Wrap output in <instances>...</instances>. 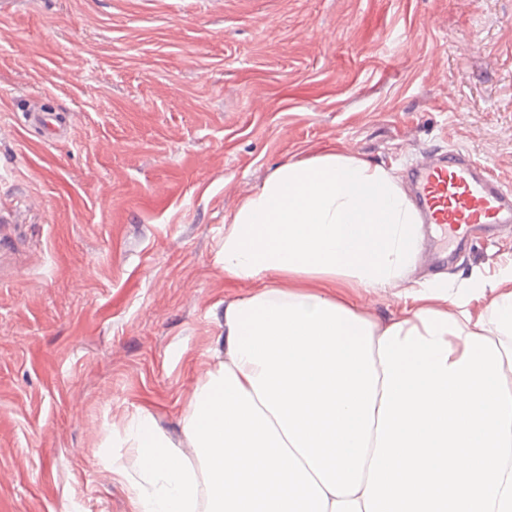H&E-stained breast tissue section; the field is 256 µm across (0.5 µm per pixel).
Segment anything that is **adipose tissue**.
Segmentation results:
<instances>
[{
  "label": "adipose tissue",
  "instance_id": "obj_1",
  "mask_svg": "<svg viewBox=\"0 0 512 512\" xmlns=\"http://www.w3.org/2000/svg\"><path fill=\"white\" fill-rule=\"evenodd\" d=\"M419 213L396 178L365 159L328 153L276 168L224 228L219 268L240 281L272 275L395 291L390 320L316 292L275 286L224 303L214 362L185 404L181 439L140 412L119 443L132 512H366L364 492L383 396L381 337L452 315L450 361L465 334L494 341L512 389V265L454 285L412 278Z\"/></svg>",
  "mask_w": 512,
  "mask_h": 512
}]
</instances>
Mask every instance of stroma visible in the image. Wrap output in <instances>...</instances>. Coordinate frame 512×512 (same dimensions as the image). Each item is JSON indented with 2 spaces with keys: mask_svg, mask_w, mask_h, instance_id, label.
Returning <instances> with one entry per match:
<instances>
[{
  "mask_svg": "<svg viewBox=\"0 0 512 512\" xmlns=\"http://www.w3.org/2000/svg\"><path fill=\"white\" fill-rule=\"evenodd\" d=\"M35 107L66 128L46 139ZM470 156L512 187V0H10L0 10V512H130L112 445L171 438L223 330L224 226L281 164ZM512 261L477 240L441 273ZM375 319L389 292L319 279Z\"/></svg>",
  "mask_w": 512,
  "mask_h": 512,
  "instance_id": "1",
  "label": "stroma"
}]
</instances>
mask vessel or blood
<instances>
[{
	"label": "vessel or blood",
	"instance_id": "b4317fda",
	"mask_svg": "<svg viewBox=\"0 0 512 512\" xmlns=\"http://www.w3.org/2000/svg\"><path fill=\"white\" fill-rule=\"evenodd\" d=\"M410 181L425 224L435 228L421 252L432 265L452 259L476 233L512 227V189L468 157L422 153L410 168Z\"/></svg>",
	"mask_w": 512,
	"mask_h": 512
}]
</instances>
